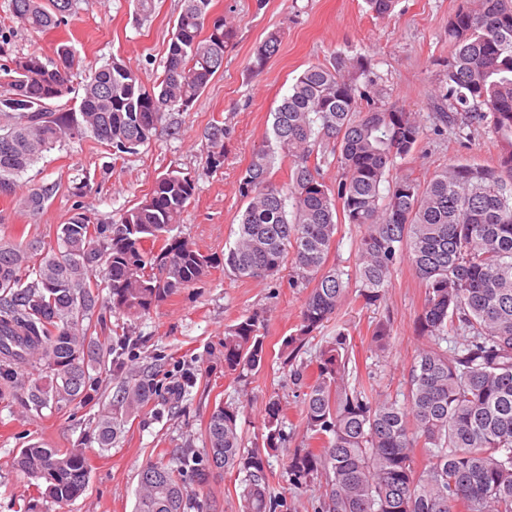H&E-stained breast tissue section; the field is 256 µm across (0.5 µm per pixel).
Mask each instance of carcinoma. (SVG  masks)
Here are the masks:
<instances>
[{
    "mask_svg": "<svg viewBox=\"0 0 512 512\" xmlns=\"http://www.w3.org/2000/svg\"><path fill=\"white\" fill-rule=\"evenodd\" d=\"M212 0H183L162 75L147 86L140 71L114 57L88 76L78 109L69 107L72 48L53 55L10 56L11 34L0 29V191L67 136L88 133L120 158L150 140L170 112L190 111L224 63L233 29L211 19ZM73 0H10L27 29L47 32L72 14ZM282 38L269 32L252 67L276 55ZM447 72L435 95L432 130L415 113L384 105L372 91L371 62L332 55L307 67L272 112L271 134L252 155L238 185L243 210L224 269L241 280H264L290 269L288 285L308 290L296 331L278 356L305 389L301 420L307 443L286 453L289 485L315 484L314 512H512V0H459L448 19ZM474 124L501 142L498 165L450 163L420 180L393 175L428 135ZM288 159L278 184L276 153ZM336 167L327 183L323 165ZM194 178L171 170L112 224L76 212L47 251L35 242H0V400L18 388V368L39 363L23 387L35 408L82 400L88 366L112 356L124 369L127 336L115 344L92 336L83 321L108 288L105 308L142 316L209 272L216 259L175 233L194 199ZM54 186L29 191L37 213ZM357 224L353 270L328 264L339 225ZM407 261L424 288L415 331L426 339L410 363L405 386L384 393L350 382V330L323 338L314 359L296 364L355 288L368 309L380 304L395 267ZM103 284H98L96 277ZM267 319L253 312L224 331V371L242 380L267 358ZM393 320L375 324L370 348L389 350ZM458 338L448 348V337ZM160 382L141 375L120 386L98 415L99 447L120 432L118 414L134 413L157 396ZM285 415L271 399L263 446L247 449L238 408L210 414L206 459L173 449L175 468L148 461L139 473L136 512H186L216 471L243 475L244 512H275L283 499L269 482L265 452L286 447ZM21 471L45 481V495L67 504L88 486L82 449H21ZM194 489L186 486V480Z\"/></svg>",
    "mask_w": 512,
    "mask_h": 512,
    "instance_id": "1",
    "label": "carcinoma"
}]
</instances>
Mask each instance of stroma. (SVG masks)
<instances>
[{
    "instance_id": "1",
    "label": "stroma",
    "mask_w": 512,
    "mask_h": 512,
    "mask_svg": "<svg viewBox=\"0 0 512 512\" xmlns=\"http://www.w3.org/2000/svg\"><path fill=\"white\" fill-rule=\"evenodd\" d=\"M0 0V28L13 31V54L37 51L52 55L56 45L72 46L77 65L71 75L81 87L92 69L112 56L138 67L146 81L161 72L181 0H154V12L137 22L134 0H76L66 25L48 32L24 27ZM212 12L224 16L235 31L234 44L224 55V67L201 94L192 110L167 115L137 153L113 159L93 137L69 139L45 152L18 180L15 192L0 193V240L17 244L55 245L60 224L76 206H83L93 223L109 224L132 207L160 175L179 170L195 177L197 191L177 227L203 254L223 257L235 240L243 202L239 179L253 151L271 130V113L293 79L310 64L328 60L337 51L362 55L372 63L371 77L383 104L397 105L433 125L434 96L443 79L441 62L448 56V18L457 0H398L383 17L372 14L365 0H212ZM280 30L282 44L262 73L253 74L251 54L271 30ZM223 124L224 158L219 167L209 160L215 148L206 136L211 123ZM468 145L454 133L425 137L402 161L400 171L422 179L449 163L468 161L493 166L500 150L495 136L482 126L468 128ZM87 182L88 193L75 197V183ZM51 184L55 191L39 213L25 204L30 187ZM306 296L288 285L287 275L267 281H241L212 268L197 285L182 289L149 314L130 318L114 313L90 318L105 322L98 335L109 338L114 328H130L132 349L125 355L130 375L157 372L163 385L191 371L194 383L178 400L177 411L166 410L168 393L127 418L119 442L104 450L97 443V420L115 396L119 384L108 364L89 369L92 385L87 400L62 409H34L12 399L0 403V512H135L138 473L150 460H168L176 448L202 453L209 415L218 405L240 407L239 431L246 445L259 442L264 431V406L280 400L287 416L284 431L289 448L304 445L301 423L303 394L276 352L296 329ZM423 289L408 263L397 265L379 306L361 307L348 300L337 322L347 323L354 343V377L373 379L375 387L397 390L404 382L422 341L414 332ZM263 312L268 320L264 367L244 381L224 373V329L239 317ZM394 324L390 357L376 363L369 348L374 324L384 317ZM337 322L327 323L320 338L306 344L302 360L313 357L321 337L335 334ZM82 447L90 465L84 494L67 505L42 497L36 482L16 470L12 459L21 448ZM240 476L221 473L211 479L193 512H243Z\"/></svg>"
}]
</instances>
